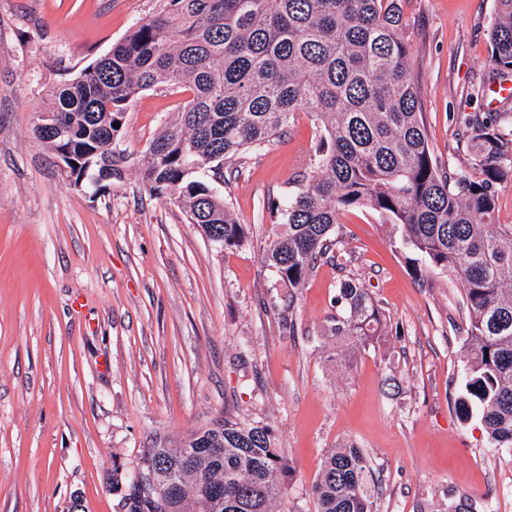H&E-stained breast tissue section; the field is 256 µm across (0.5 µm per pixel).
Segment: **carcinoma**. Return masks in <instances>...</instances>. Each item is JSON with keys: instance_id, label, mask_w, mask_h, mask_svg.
I'll return each mask as SVG.
<instances>
[{"instance_id": "1", "label": "carcinoma", "mask_w": 512, "mask_h": 512, "mask_svg": "<svg viewBox=\"0 0 512 512\" xmlns=\"http://www.w3.org/2000/svg\"><path fill=\"white\" fill-rule=\"evenodd\" d=\"M405 0H157L95 64L47 90L41 114L61 138L36 136L70 156L67 176L97 186L125 164L112 144L130 101L173 86L190 93L175 122L148 148L142 181L149 194L181 206L208 237L238 246L243 229L212 182L224 161L270 143L299 112L320 122L301 189L286 197L265 262L289 288L303 285L321 259H333L339 216L373 210L401 226L428 266L455 274L467 311V372L458 410L480 416L489 444L512 449V224L494 223L499 190L512 182V113L465 121L469 172L453 177L430 148L419 92L406 67ZM496 76L512 72V0H496L489 33ZM344 315L330 335L353 347L381 335L383 314L358 279L340 282ZM176 448H151L156 497L134 479L112 478L126 512H271L292 466L267 425L224 418ZM367 462L354 447L333 448L312 485L317 512H371ZM182 491L167 500L166 487Z\"/></svg>"}]
</instances>
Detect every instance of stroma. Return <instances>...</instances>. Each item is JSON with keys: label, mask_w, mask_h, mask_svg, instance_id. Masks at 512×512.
<instances>
[{"label": "stroma", "mask_w": 512, "mask_h": 512, "mask_svg": "<svg viewBox=\"0 0 512 512\" xmlns=\"http://www.w3.org/2000/svg\"><path fill=\"white\" fill-rule=\"evenodd\" d=\"M155 8L0 0V512H69L76 498L121 512L113 475L227 417L270 426L293 463L273 512H316L322 461L347 445L369 461L372 512H512V450L455 406L467 315L453 274L414 268L399 226L368 209L340 218L343 266L320 262L293 291L267 266L271 204L297 190L319 137L309 114L217 184L244 231L229 248L141 180L186 92L133 99L115 141L126 167L101 189L73 186L35 139L48 87ZM403 10L430 147L465 170V116L499 109L483 88L495 0ZM347 275L385 314L378 343L349 353L327 334Z\"/></svg>", "instance_id": "1"}]
</instances>
